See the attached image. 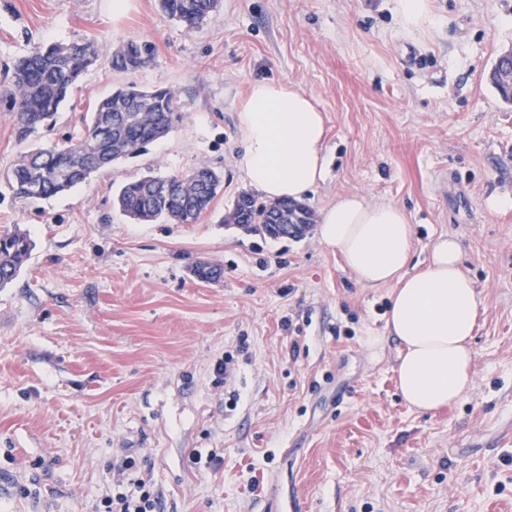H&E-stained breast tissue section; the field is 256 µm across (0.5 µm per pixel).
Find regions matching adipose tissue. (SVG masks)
Segmentation results:
<instances>
[{
  "instance_id": "ef3b65f1",
  "label": "adipose tissue",
  "mask_w": 512,
  "mask_h": 512,
  "mask_svg": "<svg viewBox=\"0 0 512 512\" xmlns=\"http://www.w3.org/2000/svg\"><path fill=\"white\" fill-rule=\"evenodd\" d=\"M325 134V115L311 96L289 83L257 81L238 110L243 152L236 163L270 201H301L325 179ZM317 237L336 248L362 287L395 284L386 328L403 346L396 368L403 400L420 412L460 401L473 386L478 295L459 243L437 239L426 266L408 273L406 211L359 194L320 209Z\"/></svg>"
}]
</instances>
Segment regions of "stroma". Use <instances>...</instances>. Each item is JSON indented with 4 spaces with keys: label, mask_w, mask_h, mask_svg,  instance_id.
Returning <instances> with one entry per match:
<instances>
[{
    "label": "stroma",
    "mask_w": 512,
    "mask_h": 512,
    "mask_svg": "<svg viewBox=\"0 0 512 512\" xmlns=\"http://www.w3.org/2000/svg\"><path fill=\"white\" fill-rule=\"evenodd\" d=\"M397 4L220 0L189 31L157 0L118 14L112 0H0V174L129 83L173 90L182 113L66 193L23 203L0 181V228L34 243L0 288V512H94L128 458L159 512H264L273 494L304 512H512V210L487 205L512 194V104L489 80L512 50V0H430L434 23L415 33ZM89 38L100 59L55 128L19 143L3 102L15 59ZM132 39L154 43L153 61L113 70ZM258 80L294 85L326 116L312 210L341 193L401 206L416 268L439 236L460 242L479 310L458 403L421 413L402 399L392 287L358 285L314 231L225 223L252 190L236 120ZM201 164L223 187L194 223L139 224L112 203L130 180ZM200 262L220 276L198 281ZM227 358L226 386L213 368Z\"/></svg>",
    "instance_id": "1"
}]
</instances>
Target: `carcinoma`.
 <instances>
[{
    "mask_svg": "<svg viewBox=\"0 0 512 512\" xmlns=\"http://www.w3.org/2000/svg\"><path fill=\"white\" fill-rule=\"evenodd\" d=\"M160 10L190 31L218 7V0H158ZM155 47L146 40H130L112 53V68L138 72L154 59ZM99 58L95 40L41 43L14 64L15 91L7 96L16 138L25 142L40 129L56 125L60 106L74 85ZM181 119L177 97L170 89H144L135 84L113 92L97 103L90 117L62 142L26 151L10 167V194L31 202L76 187L93 174L120 160L139 155L145 146L165 137ZM221 175L208 165L186 172L146 175L125 183L114 205L138 223L158 220L192 224L207 213L217 197ZM225 220L278 237L268 230L267 206L240 195ZM30 238L19 230H0V287L21 271L32 250Z\"/></svg>",
    "mask_w": 512,
    "mask_h": 512,
    "instance_id": "carcinoma-1",
    "label": "carcinoma"
}]
</instances>
